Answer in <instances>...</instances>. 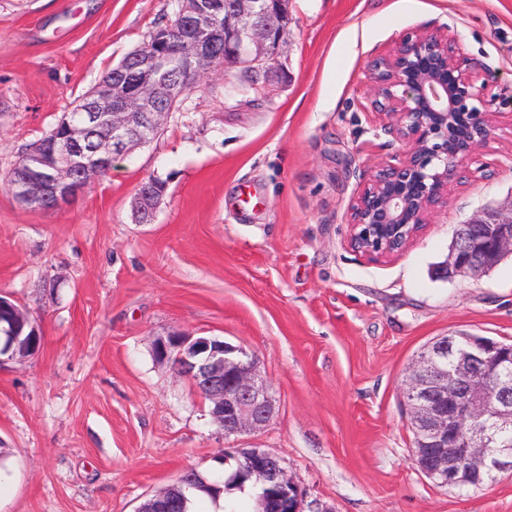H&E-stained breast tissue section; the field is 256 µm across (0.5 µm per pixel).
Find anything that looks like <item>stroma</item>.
<instances>
[{
	"label": "stroma",
	"instance_id": "obj_1",
	"mask_svg": "<svg viewBox=\"0 0 512 512\" xmlns=\"http://www.w3.org/2000/svg\"><path fill=\"white\" fill-rule=\"evenodd\" d=\"M175 0H0V294L41 346L0 360V512H138L226 451L275 456L303 512H512V473L444 487L411 460L401 383L433 338L512 343V257L443 281L454 227L512 201V0H288L263 93L201 74L160 134L68 206L20 204L18 157L146 41ZM449 26L491 76L497 112L417 238L371 263L347 207L406 146L378 118L371 60ZM166 192L151 223L139 184ZM180 333L241 346L275 398L225 436L191 381L153 356ZM166 189V182L158 177H148L147 180L141 183L139 188L137 189V192L142 193H161L165 192ZM136 192V193H137ZM139 193L137 196H135L134 199V208L135 209H143V207H146L149 215H154L155 210L157 209V206L160 203L161 198L158 197H151L150 195L144 196V194Z\"/></svg>",
	"mask_w": 512,
	"mask_h": 512
}]
</instances>
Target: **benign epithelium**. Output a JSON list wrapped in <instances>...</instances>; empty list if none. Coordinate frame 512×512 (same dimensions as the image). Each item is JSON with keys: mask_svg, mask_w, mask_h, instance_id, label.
<instances>
[{"mask_svg": "<svg viewBox=\"0 0 512 512\" xmlns=\"http://www.w3.org/2000/svg\"><path fill=\"white\" fill-rule=\"evenodd\" d=\"M288 0H179L180 30L146 41L129 58L135 87L102 86L91 104L66 122L50 152L31 150L49 173L29 172L10 188L22 203L61 207L112 169L114 159L148 143L175 112L167 98L184 99L203 71L215 66L214 48L224 44V68L264 74L262 91L281 70ZM222 22L201 29L199 20ZM188 45L182 50L179 43ZM376 113L405 143L397 165L374 170L347 210L349 246L369 262L400 254L422 230L428 215L445 203L448 182L461 173L472 148L489 134L494 111L486 98L489 75L474 66L448 26L431 33L408 32L367 69ZM512 256V205L489 209L457 225L442 267L449 279L476 277ZM9 353L24 357L38 348L39 334L10 336ZM153 355L188 378L224 435L269 425L275 413L270 386L256 358L224 340L182 334L158 337ZM417 469L442 486L481 487L512 472V345L470 333L439 336L417 355L403 383ZM247 479L261 485L257 512H303L302 491L280 461L259 448L235 457ZM161 493L138 512H173Z\"/></svg>", "mask_w": 512, "mask_h": 512, "instance_id": "benign-epithelium-1", "label": "benign epithelium"}]
</instances>
